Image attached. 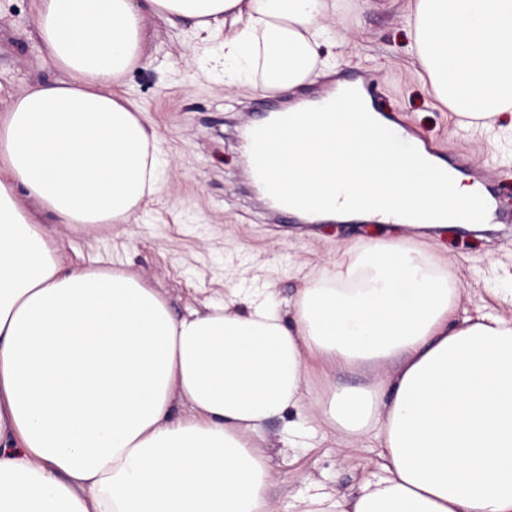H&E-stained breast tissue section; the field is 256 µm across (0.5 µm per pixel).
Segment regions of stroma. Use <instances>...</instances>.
I'll return each instance as SVG.
<instances>
[{
	"label": "stroma",
	"mask_w": 512,
	"mask_h": 512,
	"mask_svg": "<svg viewBox=\"0 0 512 512\" xmlns=\"http://www.w3.org/2000/svg\"><path fill=\"white\" fill-rule=\"evenodd\" d=\"M336 24L349 37L335 50L339 68L378 81L381 112L435 144L441 156L467 153L490 173L504 223L451 226L425 236L462 289L458 316L489 311L497 304L494 289L512 286V112L499 115V134L481 133L435 98L412 50L408 0H349ZM192 42L186 27L147 20L143 62L126 73L119 92L136 101L157 133L170 162L164 187L139 209L134 223L74 229L42 215L60 239L66 262L87 265L110 258L112 267L139 274L160 291L181 316L203 299L223 297L237 270L247 266L267 267L285 304L300 286L289 267L321 261L360 239H415V231L374 221L273 222L249 182L242 149V133L257 121L262 99L244 90L225 91L222 73L203 74L201 61L187 59ZM61 76L43 50L31 0H0V111L27 85ZM280 429V422L269 423L264 444L275 468L270 496L279 512H286L289 492L302 488L288 479L286 459L292 453L298 469L315 479L345 493L357 491L362 473L341 463L333 441L291 452L278 441Z\"/></svg>",
	"instance_id": "35a3bbf8"
}]
</instances>
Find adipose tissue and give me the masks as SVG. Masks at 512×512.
I'll return each instance as SVG.
<instances>
[{
    "mask_svg": "<svg viewBox=\"0 0 512 512\" xmlns=\"http://www.w3.org/2000/svg\"><path fill=\"white\" fill-rule=\"evenodd\" d=\"M345 0H33L64 79L0 113V512H274L265 426L307 447L326 423L374 439L357 493L292 495L288 512H512V291L505 312L456 320L459 290L422 245L358 241L303 276L290 313L274 289H225L175 315L122 269L65 264L37 219L127 223L167 166L139 106L116 93L146 18L220 42L224 87L273 95L332 73ZM413 40L436 98L493 127L512 112V0H415ZM276 173L304 192L437 204L410 156L306 112ZM355 369L364 383L336 387ZM325 382L307 405L310 375ZM295 419H286L287 411Z\"/></svg>",
    "mask_w": 512,
    "mask_h": 512,
    "instance_id": "adipose-tissue-1",
    "label": "adipose tissue"
}]
</instances>
